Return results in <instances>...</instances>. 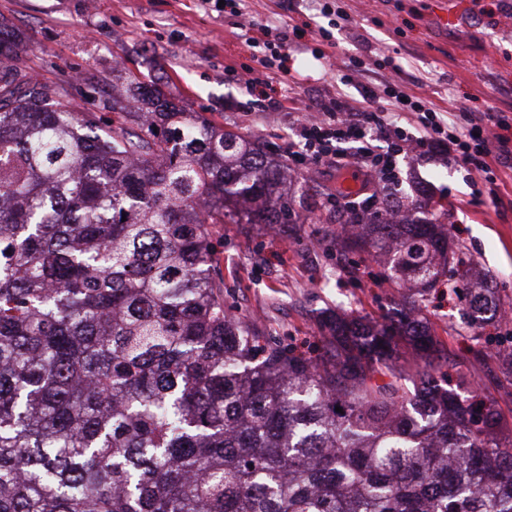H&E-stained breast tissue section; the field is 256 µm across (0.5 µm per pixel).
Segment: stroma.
<instances>
[{
    "label": "stroma",
    "mask_w": 512,
    "mask_h": 512,
    "mask_svg": "<svg viewBox=\"0 0 512 512\" xmlns=\"http://www.w3.org/2000/svg\"><path fill=\"white\" fill-rule=\"evenodd\" d=\"M446 0H244L240 14L214 0H0V16L23 32L21 63L48 92L67 89L84 111L108 114L112 70L161 79L187 110L217 125L283 150L305 109L344 98L364 102L360 85L341 79L347 57L374 63L396 57L408 95L447 109L456 98L471 111L486 108L512 117V0H470L462 23L444 28L436 18ZM273 23L305 29L290 37L289 74H269L264 95L252 96L238 75L263 47H250L252 28ZM331 33L330 41L317 35ZM401 208L422 202L427 215L447 211L455 259L474 275L453 280L457 295L429 292L422 303L443 346L459 397L478 390L512 415V381L501 372L490 338L512 337V167L501 170L495 200L471 202V184L447 154L400 156ZM307 189L304 222L270 233L247 224L212 225L214 273L224 282V305L261 333L307 350L318 340L324 310L377 319L400 299L383 267L337 248L348 219L327 207L336 169L291 166ZM484 286L502 318L480 326L468 319L463 294Z\"/></svg>",
    "instance_id": "obj_1"
}]
</instances>
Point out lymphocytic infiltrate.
<instances>
[{
  "label": "lymphocytic infiltrate",
  "instance_id": "obj_1",
  "mask_svg": "<svg viewBox=\"0 0 512 512\" xmlns=\"http://www.w3.org/2000/svg\"><path fill=\"white\" fill-rule=\"evenodd\" d=\"M257 30L265 53L258 58L256 67L246 70L244 84L250 92L263 84L259 69H286L283 49L288 41L287 31L268 24L258 25ZM385 96L400 102L409 112V128L386 121L381 104ZM365 102L364 110L352 112L336 99L323 107L320 117L302 122L298 139L288 144L289 159L299 164L310 160L336 166L341 159L339 145L354 142L358 145L355 158L363 174L384 191L394 192L400 183L398 158L410 141L423 150L447 148L449 158L466 175H479L491 188L497 184L499 163L512 157V117L503 113L467 112L453 99L443 111L425 98L405 96L391 81L384 83L381 94H367ZM370 127L380 131L384 145L367 138Z\"/></svg>",
  "mask_w": 512,
  "mask_h": 512
}]
</instances>
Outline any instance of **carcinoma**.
Wrapping results in <instances>:
<instances>
[{"instance_id": "carcinoma-1", "label": "carcinoma", "mask_w": 512, "mask_h": 512, "mask_svg": "<svg viewBox=\"0 0 512 512\" xmlns=\"http://www.w3.org/2000/svg\"><path fill=\"white\" fill-rule=\"evenodd\" d=\"M21 42L1 18L0 512H512L507 418L448 394L414 311H329L312 356L224 307L209 226L299 223L284 161L156 82L82 112ZM339 244L399 286L448 274L446 224Z\"/></svg>"}]
</instances>
